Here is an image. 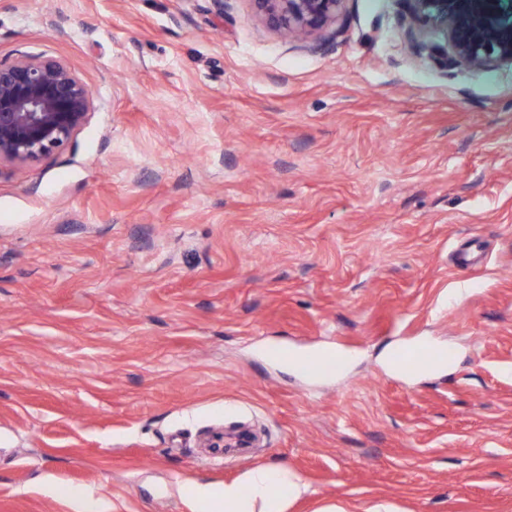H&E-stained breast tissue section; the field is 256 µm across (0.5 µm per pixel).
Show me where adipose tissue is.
Returning a JSON list of instances; mask_svg holds the SVG:
<instances>
[{"label": "adipose tissue", "instance_id": "ef3b65f1", "mask_svg": "<svg viewBox=\"0 0 512 512\" xmlns=\"http://www.w3.org/2000/svg\"><path fill=\"white\" fill-rule=\"evenodd\" d=\"M182 488L208 512H284L286 502L300 495L305 485L297 474L264 465L252 469L241 486L228 484L215 491L186 482Z\"/></svg>", "mask_w": 512, "mask_h": 512}]
</instances>
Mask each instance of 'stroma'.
<instances>
[{
	"label": "stroma",
	"mask_w": 512,
	"mask_h": 512,
	"mask_svg": "<svg viewBox=\"0 0 512 512\" xmlns=\"http://www.w3.org/2000/svg\"><path fill=\"white\" fill-rule=\"evenodd\" d=\"M404 11L346 0L319 46L249 0H0V59L94 96L0 165V512H194L179 482L265 464L286 512H512V67L418 58ZM397 360L408 374L418 373L425 364L431 363L430 358L420 351L411 348H401L396 353Z\"/></svg>",
	"instance_id": "obj_1"
}]
</instances>
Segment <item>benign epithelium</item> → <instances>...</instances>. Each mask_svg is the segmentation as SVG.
I'll use <instances>...</instances> for the list:
<instances>
[{"mask_svg": "<svg viewBox=\"0 0 512 512\" xmlns=\"http://www.w3.org/2000/svg\"><path fill=\"white\" fill-rule=\"evenodd\" d=\"M271 30L296 40L336 35L345 0H249ZM405 38L430 62L486 71L512 64V0H404ZM442 33V39L433 32ZM93 95L64 62L0 60V163L27 164L64 149L88 122Z\"/></svg>", "mask_w": 512, "mask_h": 512, "instance_id": "obj_1", "label": "benign epithelium"}]
</instances>
